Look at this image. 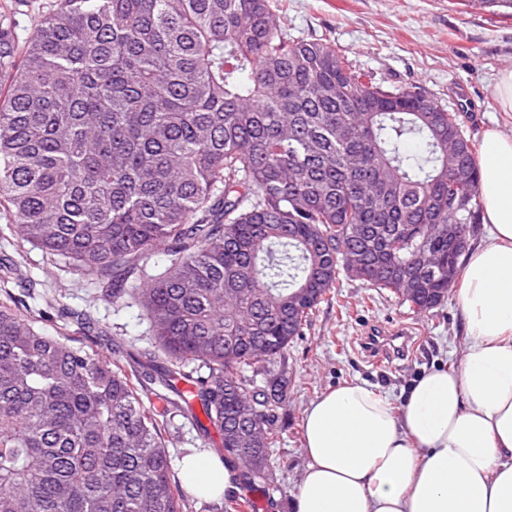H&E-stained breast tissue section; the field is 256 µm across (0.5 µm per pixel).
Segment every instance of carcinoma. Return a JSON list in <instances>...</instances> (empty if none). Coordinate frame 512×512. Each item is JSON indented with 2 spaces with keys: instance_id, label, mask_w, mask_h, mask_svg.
I'll list each match as a JSON object with an SVG mask.
<instances>
[{
  "instance_id": "cac0c4a2",
  "label": "carcinoma",
  "mask_w": 512,
  "mask_h": 512,
  "mask_svg": "<svg viewBox=\"0 0 512 512\" xmlns=\"http://www.w3.org/2000/svg\"><path fill=\"white\" fill-rule=\"evenodd\" d=\"M1 75L0 218L137 301L153 343L103 360L0 302V512H184L163 432L191 396L271 499L286 389L248 373L343 273L416 314L448 297V231L481 223L458 113L288 37L270 0H54L22 46L0 14Z\"/></svg>"
}]
</instances>
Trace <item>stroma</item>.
I'll list each match as a JSON object with an SVG mask.
<instances>
[{
    "label": "stroma",
    "instance_id": "obj_1",
    "mask_svg": "<svg viewBox=\"0 0 512 512\" xmlns=\"http://www.w3.org/2000/svg\"><path fill=\"white\" fill-rule=\"evenodd\" d=\"M271 6L289 37L327 40L354 65L379 78L422 86L458 112L474 140H482L484 131L494 127L512 134V112L501 111L494 93L498 72L512 69V13L481 9L471 0H271ZM8 262L33 282L29 304L38 310L36 325L44 334L69 338L103 357L119 348L150 347L149 323L138 304L103 296L90 279L58 257L17 241L0 220V263ZM22 281H0V301L10 293L22 294ZM48 298L87 313L92 330H75L55 312H44ZM400 325L412 334L407 358L378 367L368 363L361 349L365 333ZM462 347L454 299L429 313L411 315L393 295L340 276L303 336L271 367L287 379L288 398L278 411V441L271 450L274 501L261 512H294L293 496L306 465L303 421L312 400L353 380L401 400L424 371L453 364ZM164 438L175 463L189 449L221 445L215 430H202L200 423L181 417Z\"/></svg>",
    "mask_w": 512,
    "mask_h": 512
}]
</instances>
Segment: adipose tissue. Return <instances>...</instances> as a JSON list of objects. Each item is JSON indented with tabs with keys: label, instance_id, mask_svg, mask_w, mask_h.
Masks as SVG:
<instances>
[{
	"label": "adipose tissue",
	"instance_id": "ef3b65f1",
	"mask_svg": "<svg viewBox=\"0 0 512 512\" xmlns=\"http://www.w3.org/2000/svg\"><path fill=\"white\" fill-rule=\"evenodd\" d=\"M477 166L489 237L462 258V359L400 407L359 381L312 401L295 512H512V135L488 129ZM179 480L202 498L232 487L207 451L182 458Z\"/></svg>",
	"mask_w": 512,
	"mask_h": 512
}]
</instances>
